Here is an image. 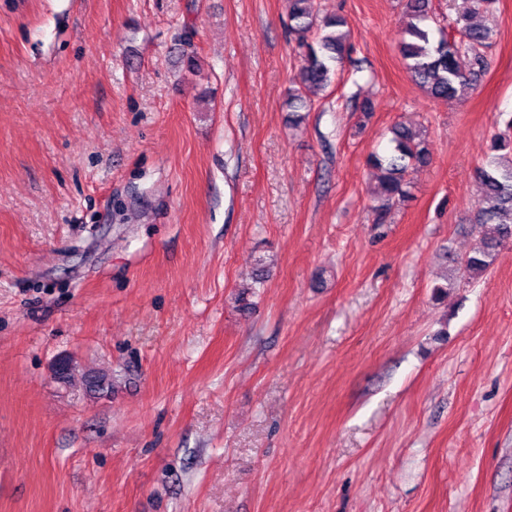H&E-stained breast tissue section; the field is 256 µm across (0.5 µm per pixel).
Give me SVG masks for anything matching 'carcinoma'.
<instances>
[{"instance_id": "1", "label": "carcinoma", "mask_w": 512, "mask_h": 512, "mask_svg": "<svg viewBox=\"0 0 512 512\" xmlns=\"http://www.w3.org/2000/svg\"><path fill=\"white\" fill-rule=\"evenodd\" d=\"M470 8L463 20L462 37L458 40L430 26V0H405L408 22L400 42V51L407 62L413 80L438 98L461 100L472 92L480 77L487 71L489 61L484 48L491 33L472 18L485 9L491 0H469ZM291 30L303 49L302 64L288 89L286 106L289 119L299 122L311 108L308 93L322 90L331 83L336 64L349 52L342 31L346 21L341 16L318 17L312 0H291ZM318 33L316 44L307 41L308 35ZM466 56L470 67L464 71L459 58ZM392 149L387 155L373 153L368 161L384 172L377 194L376 210L383 212L405 198V174L414 164L430 162L428 145L411 128L398 124L392 129ZM494 152L488 166L478 171L482 200L475 223L494 225V235L482 237L479 246L463 258L456 268L457 279L474 280L483 276L493 264L497 250L512 243V117L505 129L491 143Z\"/></svg>"}]
</instances>
